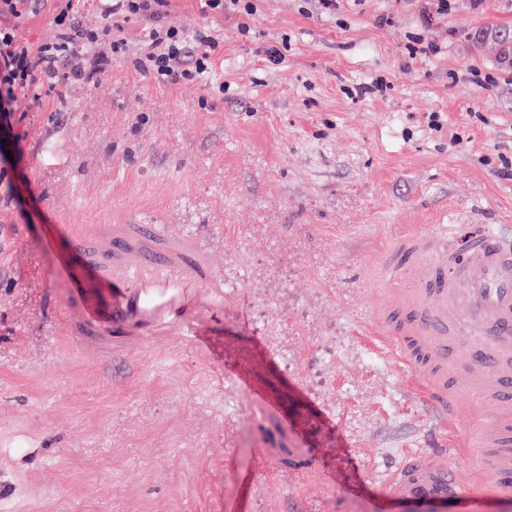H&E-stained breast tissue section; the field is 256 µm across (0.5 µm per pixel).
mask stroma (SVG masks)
<instances>
[{
	"label": "stroma",
	"instance_id": "35a3bbf8",
	"mask_svg": "<svg viewBox=\"0 0 512 512\" xmlns=\"http://www.w3.org/2000/svg\"><path fill=\"white\" fill-rule=\"evenodd\" d=\"M252 2L169 0L218 39L223 95L136 71L134 18L104 74L21 100L23 141L0 126V512H407L382 486L439 418L367 341L363 270L401 230L512 225V68L476 42L512 29V0ZM55 15L34 0L0 24L37 47ZM132 219L223 269L210 359L173 339L88 361L60 336L66 225ZM303 455L310 475L280 463Z\"/></svg>",
	"mask_w": 512,
	"mask_h": 512
}]
</instances>
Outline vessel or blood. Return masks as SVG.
I'll list each match as a JSON object with an SVG mask.
<instances>
[{
  "label": "vessel or blood",
  "instance_id": "1",
  "mask_svg": "<svg viewBox=\"0 0 512 512\" xmlns=\"http://www.w3.org/2000/svg\"><path fill=\"white\" fill-rule=\"evenodd\" d=\"M80 268L65 280L60 330L85 352L105 357L179 336L209 351L201 312L224 311V272L197 237L136 221L108 232H71ZM383 295L368 327L438 413L463 392L481 413L448 427L471 449L482 482L457 496L512 491V234L499 225L473 231L438 224L395 235L373 270ZM448 469L425 451L409 456L383 496L413 512H443Z\"/></svg>",
  "mask_w": 512,
  "mask_h": 512
}]
</instances>
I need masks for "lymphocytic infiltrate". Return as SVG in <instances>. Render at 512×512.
Returning a JSON list of instances; mask_svg holds the SVG:
<instances>
[{"label": "lymphocytic infiltrate", "mask_w": 512, "mask_h": 512, "mask_svg": "<svg viewBox=\"0 0 512 512\" xmlns=\"http://www.w3.org/2000/svg\"><path fill=\"white\" fill-rule=\"evenodd\" d=\"M56 2L55 21L63 28L57 42L34 49L18 42L9 27L0 26V124L10 123L20 99L43 84L101 75L112 55L121 52L122 24L132 16L150 22L145 50L135 62L137 70L176 84L196 80L211 68L216 39L201 30L163 23L168 0H98L107 26L75 36L69 27L80 0Z\"/></svg>", "instance_id": "f902f5d3"}]
</instances>
